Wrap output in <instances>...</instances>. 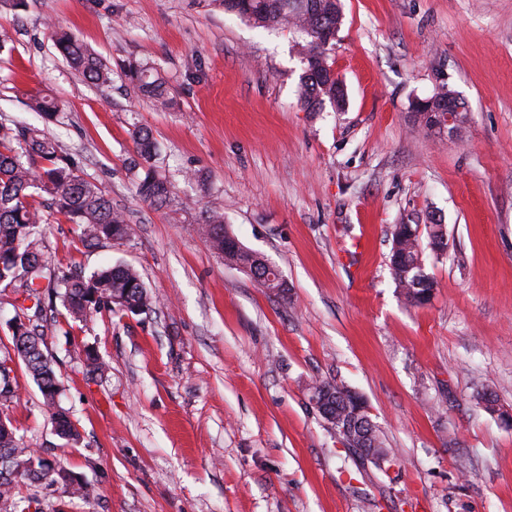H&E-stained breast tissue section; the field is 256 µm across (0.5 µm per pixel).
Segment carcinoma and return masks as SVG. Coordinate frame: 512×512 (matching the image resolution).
Returning <instances> with one entry per match:
<instances>
[{
  "label": "carcinoma",
  "mask_w": 512,
  "mask_h": 512,
  "mask_svg": "<svg viewBox=\"0 0 512 512\" xmlns=\"http://www.w3.org/2000/svg\"><path fill=\"white\" fill-rule=\"evenodd\" d=\"M224 12L231 13L264 31L289 28L297 37L303 64L298 97L310 112L325 104L341 108L345 104L343 86L333 78L330 62L336 27L343 14L338 0H220ZM56 46L75 70L94 85L112 80V68L88 50L70 33L52 26ZM121 75L153 103L166 109L172 101L165 80L148 63L130 61ZM29 108L47 120L56 119L63 104L46 96L30 99ZM140 162L131 168L138 196L156 208L169 206L173 198L171 182L151 161L158 155V144L151 131L137 127L132 132ZM57 215L80 228L78 240L85 248L102 241H123L135 236V228L95 183L87 180L73 160L58 150L54 139L35 127L0 124V283L15 289L22 301L15 304L14 326L24 332L12 333V352L0 357V403L16 397L17 383L8 364L21 360L37 385L44 405L51 411L56 435L70 444L80 441V432L57 396L60 382L54 370L44 333L38 330L45 304L60 300L74 322H87L112 312L139 313L153 307L155 300L139 272L128 265L100 268L86 276L77 271L57 269L51 294H45L42 280L51 271L43 232L48 216ZM199 229L212 249L224 255V262L254 270V285L267 294L280 286L273 272L257 264L255 252L247 249L228 230L224 213H201ZM390 269L399 295L412 305L427 303L436 284L420 276V238L409 234L404 225L392 230ZM311 389L320 397L336 402V424L346 446L368 443L383 457L385 467L397 462L394 449L387 447L372 422L364 401L348 387L330 381H317ZM7 458L11 477L0 479V499L12 496L20 481L31 484L69 486L71 494L90 496V490L72 471L33 448L22 446V438L12 420L0 416V458Z\"/></svg>",
  "instance_id": "1"
}]
</instances>
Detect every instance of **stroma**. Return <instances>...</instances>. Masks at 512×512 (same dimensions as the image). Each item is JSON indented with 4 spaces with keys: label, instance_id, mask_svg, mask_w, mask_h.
Instances as JSON below:
<instances>
[{
    "label": "stroma",
    "instance_id": "35a3bbf8",
    "mask_svg": "<svg viewBox=\"0 0 512 512\" xmlns=\"http://www.w3.org/2000/svg\"><path fill=\"white\" fill-rule=\"evenodd\" d=\"M341 4L331 58L346 105L310 112L293 33L257 29L219 0H0V123L41 125L28 99L62 101L48 134L136 227L86 249L50 217L54 265L130 264L156 299L72 327L63 307L46 311L80 443L55 434L19 361L6 412L28 447L96 493L22 484L0 512L32 494L46 512H512V0ZM51 18L112 65L153 64L171 108L117 75L86 81ZM443 85L468 113L452 135L411 110ZM137 126L161 144L175 201L195 210L137 196ZM215 208L277 265L285 293L260 292L213 251L197 219ZM432 218L448 250L425 251L437 287L413 306L393 282L391 232ZM88 346L104 376L87 374ZM315 379L362 396L395 466L343 445L309 399Z\"/></svg>",
    "mask_w": 512,
    "mask_h": 512
}]
</instances>
